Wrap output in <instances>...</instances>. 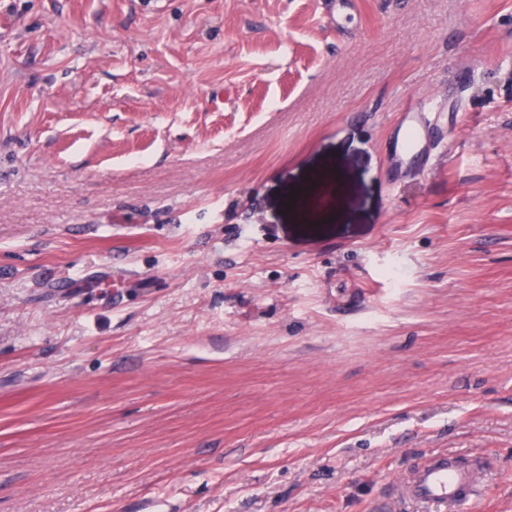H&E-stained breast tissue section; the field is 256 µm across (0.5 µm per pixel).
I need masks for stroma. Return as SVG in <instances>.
Segmentation results:
<instances>
[{
	"label": "stroma",
	"instance_id": "stroma-1",
	"mask_svg": "<svg viewBox=\"0 0 512 512\" xmlns=\"http://www.w3.org/2000/svg\"><path fill=\"white\" fill-rule=\"evenodd\" d=\"M328 2L0 0V512H512V0ZM426 112H407L404 121L399 130L400 152L404 155L419 153L424 139L425 116ZM481 479L459 456L440 452L425 454L398 485V496L435 506L438 512H458L480 493Z\"/></svg>",
	"mask_w": 512,
	"mask_h": 512
}]
</instances>
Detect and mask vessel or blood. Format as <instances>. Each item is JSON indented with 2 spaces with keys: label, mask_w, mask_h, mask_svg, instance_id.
<instances>
[{
  "label": "vessel or blood",
  "mask_w": 512,
  "mask_h": 512,
  "mask_svg": "<svg viewBox=\"0 0 512 512\" xmlns=\"http://www.w3.org/2000/svg\"><path fill=\"white\" fill-rule=\"evenodd\" d=\"M425 115L407 112L399 130L402 154L419 153L424 139ZM481 480L458 455L440 452L422 456L407 480L399 484L400 497L435 506L437 512H462L479 495Z\"/></svg>",
  "instance_id": "1"
}]
</instances>
